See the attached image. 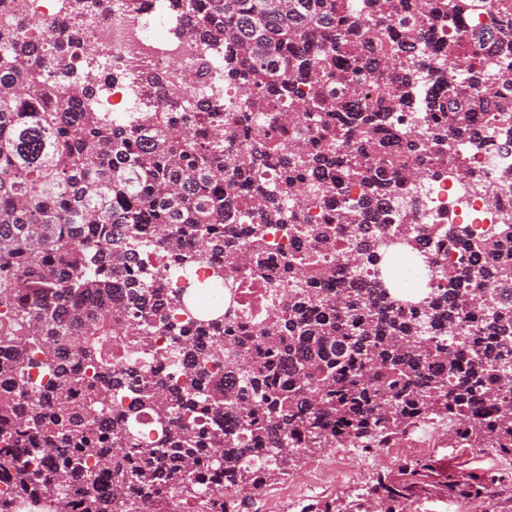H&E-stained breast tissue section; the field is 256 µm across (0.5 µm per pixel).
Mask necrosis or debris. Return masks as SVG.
<instances>
[{
	"instance_id": "4bbe7bcc",
	"label": "necrosis or debris",
	"mask_w": 512,
	"mask_h": 512,
	"mask_svg": "<svg viewBox=\"0 0 512 512\" xmlns=\"http://www.w3.org/2000/svg\"><path fill=\"white\" fill-rule=\"evenodd\" d=\"M187 24V14L174 8L171 0H103L85 35L99 47L102 64L119 74L101 102L104 111L120 115L141 106L137 90L148 74L182 101L210 98L209 83L190 78L189 73L201 57L207 58L211 70H223L224 55L190 36L172 37L173 27ZM429 169L428 175L409 182L394 202L380 201L359 209L358 223L465 224L472 239H482L512 219V145L498 139L490 113H476L469 135L457 140L447 157L433 158ZM470 253L469 241L443 238L428 242L413 234L400 239L385 235L376 249L380 262L401 283L398 299L404 304L437 287L433 263L453 266ZM162 263L170 288L195 285L188 310L173 311L174 321L190 320L198 310L231 306L239 314L235 333L242 336L275 308L268 298L266 279L247 278L242 269L225 264L223 253H206L186 273L173 259L163 258ZM216 266L224 269L223 282L210 279ZM167 347V337L154 334L147 354L125 361L127 382L134 384L145 377L160 385L188 382L191 371L186 361L169 358Z\"/></svg>"
}]
</instances>
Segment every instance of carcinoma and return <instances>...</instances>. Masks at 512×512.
Listing matches in <instances>:
<instances>
[{"label": "carcinoma", "mask_w": 512, "mask_h": 512, "mask_svg": "<svg viewBox=\"0 0 512 512\" xmlns=\"http://www.w3.org/2000/svg\"><path fill=\"white\" fill-rule=\"evenodd\" d=\"M101 0H62L50 27L66 39L0 24V512L19 499L56 512H169L164 487L181 484L185 512H244L243 489L267 487L298 462L345 443L381 444L420 419L453 415L455 442L512 458V222L474 243L491 265L462 258L440 266L446 287L407 309L395 288L336 279L327 258L352 251L366 265L369 228L355 210L416 178L418 164L448 155L476 112H490L512 144V0H444V58L430 73L425 131L404 130L420 72L423 0H189L194 27L228 50L223 81H243L238 106L213 97L185 106L145 80L141 108L122 118L97 108L112 80L99 53L72 25ZM487 25L459 34L461 19ZM266 115L269 136L224 132V111ZM278 172L267 195L243 194L257 171ZM363 188L325 224L302 226L283 200L313 189ZM274 224L303 236L311 253L283 251L278 312L250 340L230 337L233 308L210 310L189 327L171 319L185 289L167 295L150 260L174 255L188 268L206 251L265 279L256 260ZM422 234L469 238L465 225ZM491 295L494 305L484 300ZM468 320L477 335L448 341L427 325ZM170 337L169 354L194 361L188 385L125 384L112 342L125 355L148 336ZM91 376L77 375L71 360ZM129 393L159 430L140 446L132 425L112 421V447L95 422ZM224 420L200 446L197 412ZM112 471V491L101 468ZM235 490L224 489V477ZM433 490L450 498L512 501V477L438 474L415 461L379 473L358 499L317 501L301 512H409Z\"/></svg>", "instance_id": "carcinoma-1"}]
</instances>
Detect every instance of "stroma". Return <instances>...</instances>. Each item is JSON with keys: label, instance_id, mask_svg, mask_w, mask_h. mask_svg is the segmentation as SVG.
Here are the masks:
<instances>
[{"label": "stroma", "instance_id": "stroma-1", "mask_svg": "<svg viewBox=\"0 0 512 512\" xmlns=\"http://www.w3.org/2000/svg\"><path fill=\"white\" fill-rule=\"evenodd\" d=\"M449 430L434 438L414 434L412 439L393 442L385 460L373 454L351 455L334 448L301 461L284 479L271 485L267 512H291L292 500L308 504L315 499L347 502L355 499L377 473L396 469L416 459L432 460L439 473L469 469L479 473H512V459L460 448L450 439Z\"/></svg>", "mask_w": 512, "mask_h": 512}]
</instances>
